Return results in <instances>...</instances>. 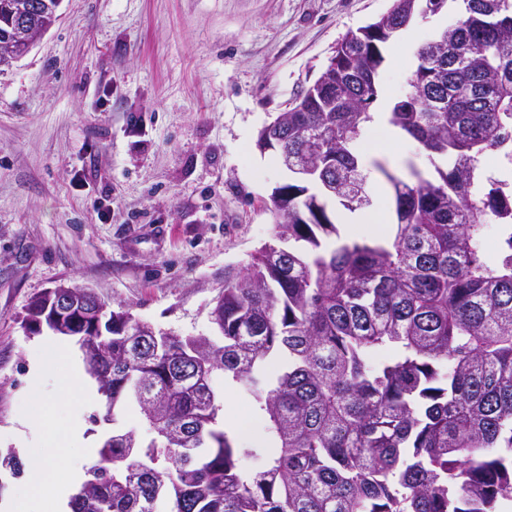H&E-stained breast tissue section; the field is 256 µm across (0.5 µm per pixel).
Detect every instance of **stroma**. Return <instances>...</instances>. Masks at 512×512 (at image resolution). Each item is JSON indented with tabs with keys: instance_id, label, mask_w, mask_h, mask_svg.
<instances>
[{
	"instance_id": "stroma-1",
	"label": "stroma",
	"mask_w": 512,
	"mask_h": 512,
	"mask_svg": "<svg viewBox=\"0 0 512 512\" xmlns=\"http://www.w3.org/2000/svg\"><path fill=\"white\" fill-rule=\"evenodd\" d=\"M392 0H63L62 18L0 72V450L24 456L43 433L25 409L53 397L70 360L40 378L32 361L56 335L22 326L31 299L61 283L180 336L218 339L210 311L224 271L274 242L275 187L290 175L256 145L328 66L348 32ZM385 100L409 90L415 59L385 50ZM89 445L155 433L127 399L45 407L74 418Z\"/></svg>"
}]
</instances>
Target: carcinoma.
<instances>
[{
	"instance_id": "1",
	"label": "carcinoma",
	"mask_w": 512,
	"mask_h": 512,
	"mask_svg": "<svg viewBox=\"0 0 512 512\" xmlns=\"http://www.w3.org/2000/svg\"><path fill=\"white\" fill-rule=\"evenodd\" d=\"M440 2L393 0L343 38L302 95L306 111L288 113L294 179L271 195L279 244L224 271L211 311L222 343L155 333L104 302L101 331L74 337L108 409L134 399L157 438H107L71 512H156L162 499L168 512H498L512 501V170L483 168L512 146V0H462L391 109L392 125L452 166L431 178L413 167L405 181L374 162L395 200L390 246L327 244L338 235L327 199L370 206L355 143L383 50ZM490 224L494 261L480 250ZM380 350L390 355L370 365ZM272 355L284 362L268 379ZM219 372L257 404L263 441L239 447L219 426ZM243 456L264 465L246 472ZM0 468L23 473L11 451Z\"/></svg>"
}]
</instances>
